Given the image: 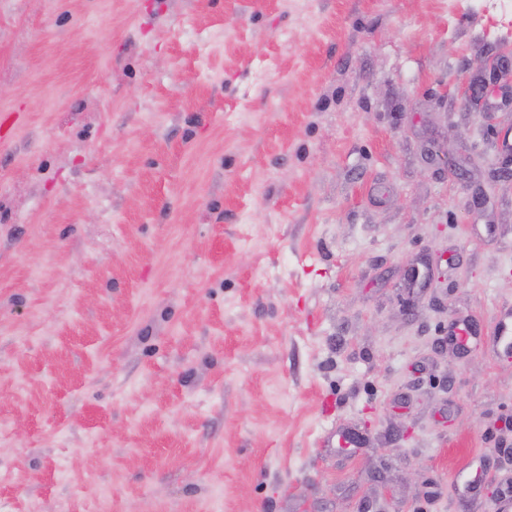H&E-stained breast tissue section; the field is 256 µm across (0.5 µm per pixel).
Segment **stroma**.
<instances>
[{"instance_id": "35a3bbf8", "label": "stroma", "mask_w": 512, "mask_h": 512, "mask_svg": "<svg viewBox=\"0 0 512 512\" xmlns=\"http://www.w3.org/2000/svg\"><path fill=\"white\" fill-rule=\"evenodd\" d=\"M505 45L498 0H0V512H503Z\"/></svg>"}]
</instances>
